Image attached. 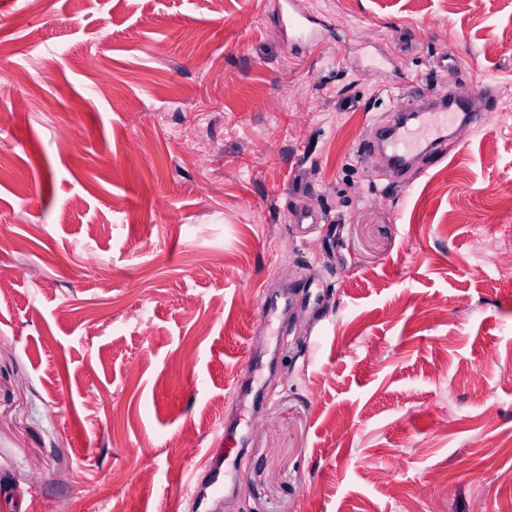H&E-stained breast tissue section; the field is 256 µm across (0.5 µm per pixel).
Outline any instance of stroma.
<instances>
[{"label":"stroma","instance_id":"35a3bbf8","mask_svg":"<svg viewBox=\"0 0 512 512\" xmlns=\"http://www.w3.org/2000/svg\"><path fill=\"white\" fill-rule=\"evenodd\" d=\"M284 2L0 7V512H512V107L400 186L358 151L512 81V0H297L313 52ZM294 1H288V43H303L310 49L319 47L322 43L318 23L304 17L303 21L293 11Z\"/></svg>","mask_w":512,"mask_h":512}]
</instances>
